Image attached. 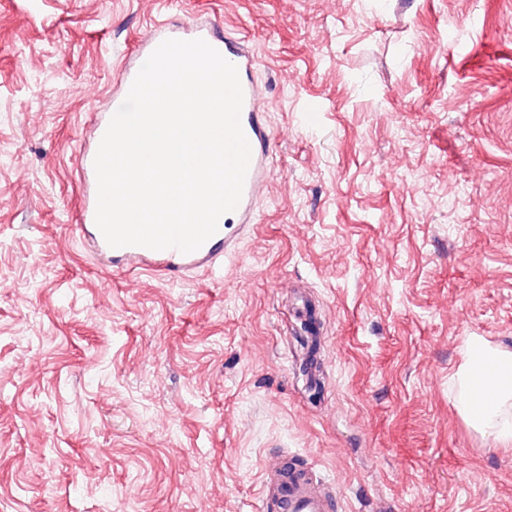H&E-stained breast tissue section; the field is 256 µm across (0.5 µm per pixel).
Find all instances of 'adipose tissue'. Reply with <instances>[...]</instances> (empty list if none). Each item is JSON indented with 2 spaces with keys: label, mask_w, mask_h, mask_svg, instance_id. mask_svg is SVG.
<instances>
[{
  "label": "adipose tissue",
  "mask_w": 512,
  "mask_h": 512,
  "mask_svg": "<svg viewBox=\"0 0 512 512\" xmlns=\"http://www.w3.org/2000/svg\"><path fill=\"white\" fill-rule=\"evenodd\" d=\"M468 349L470 363L458 375V411L477 432L512 441V418L504 414L512 405V352L479 339L471 340Z\"/></svg>",
  "instance_id": "obj_1"
}]
</instances>
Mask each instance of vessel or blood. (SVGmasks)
Here are the masks:
<instances>
[{
    "instance_id": "obj_1",
    "label": "vessel or blood",
    "mask_w": 512,
    "mask_h": 512,
    "mask_svg": "<svg viewBox=\"0 0 512 512\" xmlns=\"http://www.w3.org/2000/svg\"><path fill=\"white\" fill-rule=\"evenodd\" d=\"M203 40L233 63L239 74L244 100L240 115L242 129L251 146V160L237 208L223 215L217 232L198 250L184 253L175 248L154 250L142 246L111 247L102 233H95L94 246L112 268L129 274L149 272L168 281L191 274L223 273L224 262L234 256L240 240L254 222L258 193L270 173L271 135L263 107L262 92L255 80L256 59L244 38L232 33H203ZM261 512H335L334 495L319 491L309 472L297 465L274 471L264 480Z\"/></svg>"
}]
</instances>
